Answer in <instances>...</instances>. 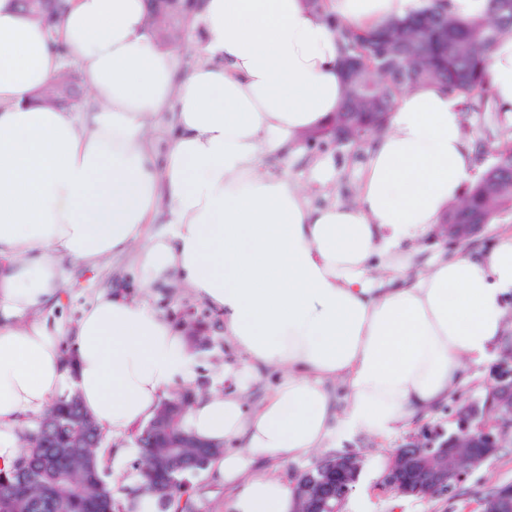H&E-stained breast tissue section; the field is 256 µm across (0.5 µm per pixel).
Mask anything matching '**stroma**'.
<instances>
[{"label": "stroma", "instance_id": "1", "mask_svg": "<svg viewBox=\"0 0 512 512\" xmlns=\"http://www.w3.org/2000/svg\"><path fill=\"white\" fill-rule=\"evenodd\" d=\"M65 290L60 301L43 314L48 326L57 332L62 348L73 346L70 332L83 309L98 294L121 293L132 298L147 300L174 326H182L187 318L198 319V328L205 336L206 347L194 352L193 385L198 394L230 392L237 390L235 379L225 376L228 367L242 368L244 357L224 337V326L220 315L190 290L178 286L143 287L130 256L118 257L88 271L68 263L64 266ZM408 437L401 430L390 436L377 439L366 434L331 441L329 451L354 450L363 458V471L359 483L351 493V502L344 512L354 511L352 504L362 501L358 512H482L483 499L492 485L503 481L512 482V452L497 456L481 468L466 473L461 483L452 492L428 500H415L384 494L377 490L374 472L379 458L386 449L398 448ZM102 446L107 465L106 480H120L132 484L137 479L135 469L140 457L133 433L119 438L104 436Z\"/></svg>", "mask_w": 512, "mask_h": 512}]
</instances>
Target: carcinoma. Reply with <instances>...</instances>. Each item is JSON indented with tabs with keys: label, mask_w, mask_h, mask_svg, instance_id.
Here are the masks:
<instances>
[{
	"label": "carcinoma",
	"mask_w": 512,
	"mask_h": 512,
	"mask_svg": "<svg viewBox=\"0 0 512 512\" xmlns=\"http://www.w3.org/2000/svg\"><path fill=\"white\" fill-rule=\"evenodd\" d=\"M24 9L47 22L61 14L66 0H21ZM148 22L161 43L178 49L189 28L193 0H146ZM447 0H428L419 13L376 27H355L328 13V0H306L323 13L340 44V67L347 93L336 114L305 135L307 145L324 139L336 142L354 158L368 140L383 131L396 98L421 85H437L457 98L464 117L487 105L490 53L502 38L512 37V0H489L483 16L460 19L446 8ZM79 73L66 67L45 90L46 100L67 106L77 96ZM480 170L461 199L448 208V221L493 224L512 212V135L501 134L478 158ZM74 396L58 399L23 435V452L0 470V512H37L38 501L52 504L48 512H138L140 497L152 495L159 512H199L197 492L188 476L198 471L195 458L212 460L222 448H172L170 441L142 425L139 481L115 496L93 448H60L78 428ZM59 427L51 437L44 427Z\"/></svg>",
	"instance_id": "cac0c4a2"
}]
</instances>
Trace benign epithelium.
Segmentation results:
<instances>
[{
    "label": "benign epithelium",
    "instance_id": "obj_1",
    "mask_svg": "<svg viewBox=\"0 0 512 512\" xmlns=\"http://www.w3.org/2000/svg\"><path fill=\"white\" fill-rule=\"evenodd\" d=\"M483 224H443V238L452 244L473 239ZM178 408H161L156 411L154 429L162 431L172 426ZM457 429L446 436L441 444L430 440L423 442L412 437L403 448L393 453L390 463L377 479L386 490H394L403 497L441 495L455 488L463 474L480 468L487 456L476 453L478 448L500 450L512 444L503 428L512 431V342L502 350L493 365L492 379L485 387V394L462 406L456 417ZM448 453L462 460L463 468L453 469L436 464V459ZM413 464L421 478L409 481L404 478L407 464ZM363 463L351 457L338 456L325 460L300 473L293 489L298 512H342L343 504L355 489ZM351 473L336 498L325 493L326 482L335 475Z\"/></svg>",
    "mask_w": 512,
    "mask_h": 512
}]
</instances>
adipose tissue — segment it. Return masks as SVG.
<instances>
[{
	"instance_id": "1",
	"label": "adipose tissue",
	"mask_w": 512,
	"mask_h": 512,
	"mask_svg": "<svg viewBox=\"0 0 512 512\" xmlns=\"http://www.w3.org/2000/svg\"><path fill=\"white\" fill-rule=\"evenodd\" d=\"M328 3L370 27L425 0ZM145 14V0H69L48 25L0 0V467L60 397L77 394L120 436L192 382L185 330L148 302L97 295L70 361L41 317L64 262L93 270L131 254L144 287L175 282L218 310L250 372H281L258 406L211 393L185 424L229 446L211 464L232 488L228 512H295L292 488L254 463L388 436L456 395L512 324V232L413 268L474 178L460 102L435 86L397 98L350 204H312L267 168L300 154L346 92L336 37L304 0H202L200 60L183 75ZM68 56L88 87L81 112L41 99ZM488 81L512 117V37L494 47ZM163 115L175 135L159 154Z\"/></svg>"
}]
</instances>
